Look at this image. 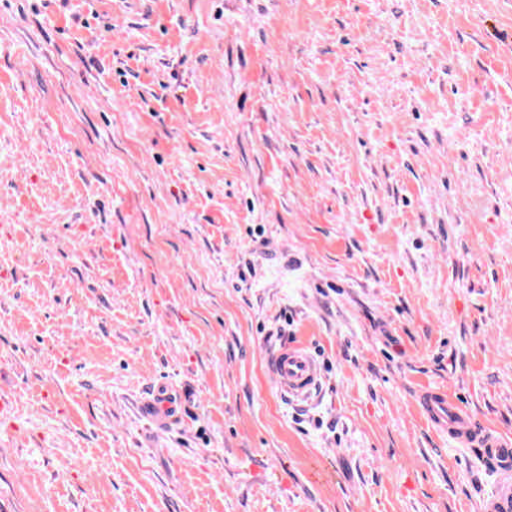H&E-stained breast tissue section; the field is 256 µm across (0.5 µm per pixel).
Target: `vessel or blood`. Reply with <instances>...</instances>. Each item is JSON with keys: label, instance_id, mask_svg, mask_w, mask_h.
<instances>
[{"label": "vessel or blood", "instance_id": "b4317fda", "mask_svg": "<svg viewBox=\"0 0 512 512\" xmlns=\"http://www.w3.org/2000/svg\"><path fill=\"white\" fill-rule=\"evenodd\" d=\"M270 373L284 392L308 395L318 384L319 369L304 346L286 343L267 356ZM419 405L436 429L452 442L476 449L497 474L494 490L481 500L480 512H512V436L478 427L472 415L453 402L447 391L420 393ZM140 414L155 428H167L182 416V397L166 383H158L138 403Z\"/></svg>", "mask_w": 512, "mask_h": 512}]
</instances>
